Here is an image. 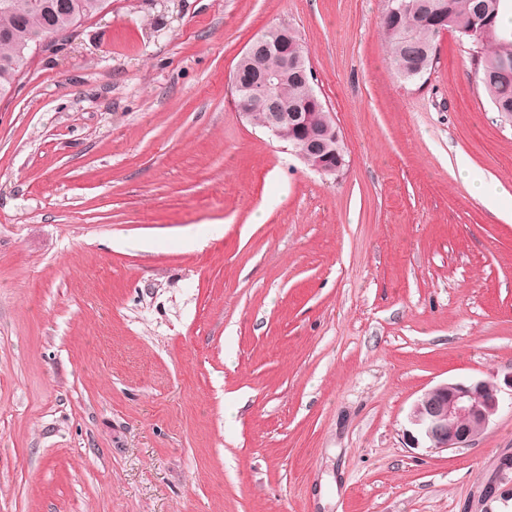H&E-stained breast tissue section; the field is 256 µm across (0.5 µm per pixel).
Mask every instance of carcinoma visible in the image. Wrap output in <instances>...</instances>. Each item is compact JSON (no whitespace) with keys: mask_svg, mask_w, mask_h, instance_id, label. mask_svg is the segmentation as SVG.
Wrapping results in <instances>:
<instances>
[{"mask_svg":"<svg viewBox=\"0 0 512 512\" xmlns=\"http://www.w3.org/2000/svg\"><path fill=\"white\" fill-rule=\"evenodd\" d=\"M108 0H0V97L9 94L28 67L33 46L51 44L82 22L98 15ZM412 12L393 15L396 0H385L382 28L388 43L390 65L401 77L420 69L427 72L436 58L440 33L434 16L448 18V30L470 41L478 60V82L494 111L512 113V28L499 24L500 15L512 8V0H413ZM481 15L493 19L491 33L478 39L469 34ZM278 65L272 49H261L246 63L237 64L241 79L270 73ZM272 101L295 107L303 99V85L291 76L269 89Z\"/></svg>","mask_w":512,"mask_h":512,"instance_id":"carcinoma-1","label":"carcinoma"}]
</instances>
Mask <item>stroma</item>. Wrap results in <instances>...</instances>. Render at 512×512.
<instances>
[{
    "label": "stroma",
    "mask_w": 512,
    "mask_h": 512,
    "mask_svg": "<svg viewBox=\"0 0 512 512\" xmlns=\"http://www.w3.org/2000/svg\"><path fill=\"white\" fill-rule=\"evenodd\" d=\"M382 10L109 0L0 98V512H512V404L407 437L431 388L512 373V126L456 33L400 80ZM279 24L336 177L233 107ZM286 31H288V34H290L295 41L289 38L288 34H283V38L276 43V48L281 58L282 69L287 72L288 69L298 70L302 75L308 73V71L311 73L309 56L306 55V49L292 29L270 28L257 38H261L265 41L272 42L279 34ZM295 42L300 53L306 55L305 58L301 56V54L297 51Z\"/></svg>",
    "instance_id": "obj_1"
}]
</instances>
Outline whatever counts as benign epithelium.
Returning a JSON list of instances; mask_svg holds the SVG:
<instances>
[{
  "label": "benign epithelium",
  "instance_id": "7a95c632",
  "mask_svg": "<svg viewBox=\"0 0 512 512\" xmlns=\"http://www.w3.org/2000/svg\"><path fill=\"white\" fill-rule=\"evenodd\" d=\"M283 70L293 69L301 74L311 70L309 58L301 56L295 41L283 35L276 43ZM271 79L252 85L234 82L237 91L235 107L238 115L253 121L256 112L268 104L267 90ZM308 128L306 112H270L266 131L276 138L284 133L302 132ZM292 152L310 169L324 175L336 174L341 157L336 152V133L326 127L322 133H310L302 143L293 145ZM509 391L512 395V373L504 377L503 383L486 379L448 381L424 393L413 404L409 422L417 434H409L412 447L424 439L435 450L466 448L487 429L501 407L500 394Z\"/></svg>",
  "mask_w": 512,
  "mask_h": 512
}]
</instances>
